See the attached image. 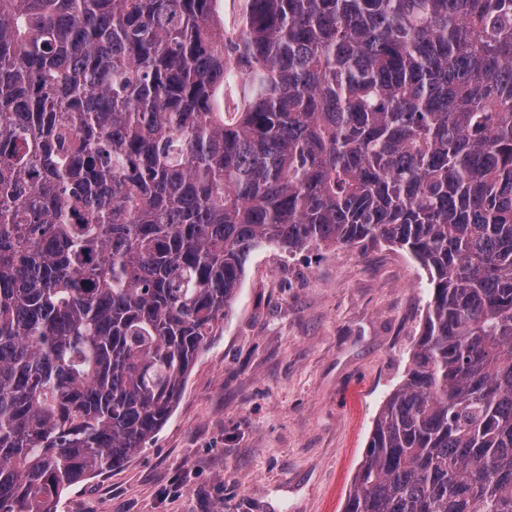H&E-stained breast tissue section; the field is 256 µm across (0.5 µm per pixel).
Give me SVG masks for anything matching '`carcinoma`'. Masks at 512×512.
Masks as SVG:
<instances>
[{"label": "carcinoma", "instance_id": "1", "mask_svg": "<svg viewBox=\"0 0 512 512\" xmlns=\"http://www.w3.org/2000/svg\"><path fill=\"white\" fill-rule=\"evenodd\" d=\"M214 2L0 0V512L146 446L252 251L365 241L431 298L344 512H512V0ZM246 0H218L216 9L224 19V31L237 29L245 10Z\"/></svg>", "mask_w": 512, "mask_h": 512}]
</instances>
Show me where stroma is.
Wrapping results in <instances>:
<instances>
[{"label": "stroma", "mask_w": 512, "mask_h": 512, "mask_svg": "<svg viewBox=\"0 0 512 512\" xmlns=\"http://www.w3.org/2000/svg\"><path fill=\"white\" fill-rule=\"evenodd\" d=\"M428 299L395 246L251 252L171 418L58 512H343Z\"/></svg>", "instance_id": "1"}]
</instances>
